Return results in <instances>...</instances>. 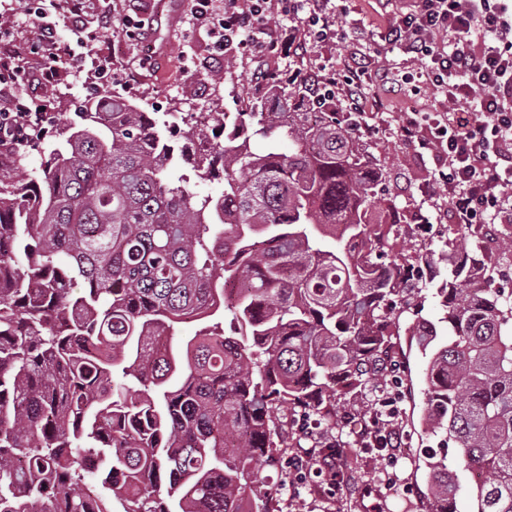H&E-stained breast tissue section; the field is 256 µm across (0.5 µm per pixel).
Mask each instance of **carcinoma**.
Listing matches in <instances>:
<instances>
[{
    "label": "carcinoma",
    "mask_w": 512,
    "mask_h": 512,
    "mask_svg": "<svg viewBox=\"0 0 512 512\" xmlns=\"http://www.w3.org/2000/svg\"><path fill=\"white\" fill-rule=\"evenodd\" d=\"M303 96L255 97L222 143L186 130L218 197L189 189L175 146L118 96L60 133L38 175L0 179V512L61 495L65 512H276L261 467L296 448L331 481L318 459L356 444L336 438L348 395L381 388L387 315L419 283L385 260L405 215L379 194L384 165L336 113L297 110ZM281 134L290 151L252 150ZM496 250L492 264L448 240L446 337L411 330L426 430L483 471L477 512H512V293L495 284L512 230ZM221 310L231 334L204 325L176 360L174 324ZM427 467L432 503H456L448 455Z\"/></svg>",
    "instance_id": "obj_1"
}]
</instances>
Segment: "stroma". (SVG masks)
<instances>
[{
    "mask_svg": "<svg viewBox=\"0 0 512 512\" xmlns=\"http://www.w3.org/2000/svg\"><path fill=\"white\" fill-rule=\"evenodd\" d=\"M125 14L150 22L147 41L127 40L117 36L88 44L87 54L111 61V93L132 100L148 112L158 125H170L174 119H194L202 112L233 114L246 112L254 96L266 93V82L256 81L254 71L274 79L279 96L291 94L294 75H305L322 67H343L356 54L373 56L377 68L389 74L418 70L417 62L397 50L382 46L378 35L387 14L383 0H351L350 12L339 23L348 29L345 42L328 41L310 47L296 56L278 53L257 60L238 46L226 50L235 69L225 73L223 62L213 61L211 39L206 28L192 21V0H123ZM59 80L45 84L30 62L32 75L22 85L23 95L35 107L45 108L52 122L47 135L56 129L78 125L80 114L93 100L97 88L92 72H75L67 58L57 63ZM364 119L374 132L365 142L371 154L387 168L384 189L394 196L411 223L414 232L401 233L396 247L402 256L414 251H441L449 230L468 233V226L453 224L446 209L445 193L434 180L433 155L397 133L398 114L412 108L422 112H440L439 97L426 91L414 93L403 88L400 95L384 96L378 84L366 89ZM412 314H402L391 323L393 340L405 366L403 386L408 396L396 406L392 427L402 437L394 463H386L380 452L347 451L345 464L351 475L346 491L327 490L309 493L283 470L269 472L268 485L274 497L281 499L283 512H372L375 501H383L384 512H430L427 498L428 471L424 465L427 452L439 448V439L429 434L421 423L425 406V362L409 348L408 328Z\"/></svg>",
    "mask_w": 512,
    "mask_h": 512,
    "instance_id": "stroma-1",
    "label": "stroma"
}]
</instances>
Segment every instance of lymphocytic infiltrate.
Listing matches in <instances>:
<instances>
[{
  "mask_svg": "<svg viewBox=\"0 0 512 512\" xmlns=\"http://www.w3.org/2000/svg\"><path fill=\"white\" fill-rule=\"evenodd\" d=\"M348 0H195L193 15L222 52L235 44L256 58L291 50L294 38L267 37L270 21L282 16L302 27L317 44L345 39L336 17L346 14ZM38 31L27 54L0 55V151L30 142L48 116L18 94L29 76L27 56L40 59V76L50 84L58 77L57 22L69 23L78 44L124 33L144 38V19L122 14L116 0H38L33 10ZM94 25H87V18ZM385 46L413 55L419 71L399 80L374 76L368 63L355 59L344 69L316 75L310 84L314 106L348 101L361 112L364 90L380 80L384 94L401 84L441 94V112H403L398 133L423 140L445 160L438 176L448 196L450 215L458 224L512 223V0H408L384 25Z\"/></svg>",
  "mask_w": 512,
  "mask_h": 512,
  "instance_id": "f902f5d3",
  "label": "lymphocytic infiltrate"
}]
</instances>
